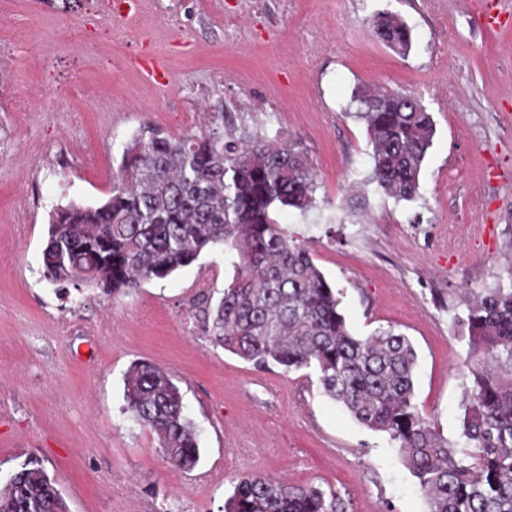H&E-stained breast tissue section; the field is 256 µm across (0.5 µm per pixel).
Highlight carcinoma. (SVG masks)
Returning <instances> with one entry per match:
<instances>
[{
	"mask_svg": "<svg viewBox=\"0 0 512 512\" xmlns=\"http://www.w3.org/2000/svg\"><path fill=\"white\" fill-rule=\"evenodd\" d=\"M369 26L397 53L411 50V29L398 15L379 12ZM407 98L366 89L352 96L372 144L371 180L397 200L416 196L435 133L431 113ZM315 192L312 163L296 142L233 126L182 138L143 127L125 143L103 203L69 201L48 211L42 277L65 297L84 288L127 294L223 249L236 256V275L207 308L215 346L256 369H315L329 398L388 434L426 512H512V281L473 295L466 318H457L467 321L470 381L458 450L414 402L416 351L408 336L391 327L353 335L338 291L274 218L285 208H313ZM124 397L125 412L155 434L167 461L181 469L198 463L197 428L167 372L133 362ZM63 508L55 479L36 460L0 487V512ZM224 512H346V503L330 489L252 476L235 484Z\"/></svg>",
	"mask_w": 512,
	"mask_h": 512,
	"instance_id": "obj_1",
	"label": "carcinoma"
}]
</instances>
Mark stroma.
I'll list each match as a JSON object with an SVG mask.
<instances>
[{"instance_id": "stroma-1", "label": "stroma", "mask_w": 512, "mask_h": 512, "mask_svg": "<svg viewBox=\"0 0 512 512\" xmlns=\"http://www.w3.org/2000/svg\"><path fill=\"white\" fill-rule=\"evenodd\" d=\"M93 0H0V478L40 461L68 512H224L238 478L335 490L348 512H425L387 434L321 392L316 374L259 370L214 346L200 293L235 268L217 249L127 295H58L40 274L52 205H95L141 127L204 135L216 107L235 127L298 141L315 208L277 219L339 290L354 335L413 342L415 401L460 435L470 294L512 274V25L482 31L474 0H141L137 23L76 31ZM399 14V55L367 22ZM238 17L230 34L224 19ZM150 52L162 82L145 80ZM369 86L422 100L435 123L415 201L370 180L366 123L346 112ZM22 98L26 109L14 111ZM164 368L199 431L193 470L172 466L124 411L132 362Z\"/></svg>"}]
</instances>
